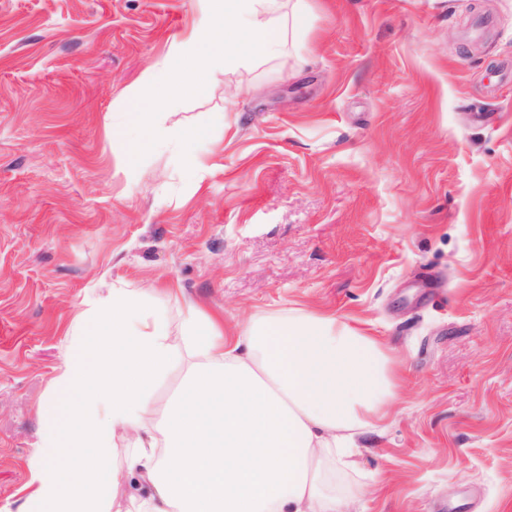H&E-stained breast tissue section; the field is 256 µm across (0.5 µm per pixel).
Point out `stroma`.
<instances>
[{"instance_id":"stroma-1","label":"stroma","mask_w":512,"mask_h":512,"mask_svg":"<svg viewBox=\"0 0 512 512\" xmlns=\"http://www.w3.org/2000/svg\"><path fill=\"white\" fill-rule=\"evenodd\" d=\"M279 56L164 108L131 183L112 139L201 0H0V512L74 318L181 289L225 334L292 308L368 322L405 379L340 512H512V0H304ZM223 124H216V114Z\"/></svg>"}]
</instances>
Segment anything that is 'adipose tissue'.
I'll return each mask as SVG.
<instances>
[{
  "label": "adipose tissue",
  "instance_id": "obj_1",
  "mask_svg": "<svg viewBox=\"0 0 512 512\" xmlns=\"http://www.w3.org/2000/svg\"><path fill=\"white\" fill-rule=\"evenodd\" d=\"M205 3L126 114L128 157L173 142L184 170L201 172L204 147L217 145L210 129L166 125L159 109L203 94L219 69L277 56L285 32L306 28L299 0L286 15L279 0ZM167 294L192 359L182 391L153 399L174 349L148 292L116 285L95 299L57 377L66 403L39 408L26 512H111L124 474L138 512H336L332 465L355 467L356 436L388 417L404 378L387 349L358 323L302 308L228 336L222 318Z\"/></svg>",
  "mask_w": 512,
  "mask_h": 512
}]
</instances>
